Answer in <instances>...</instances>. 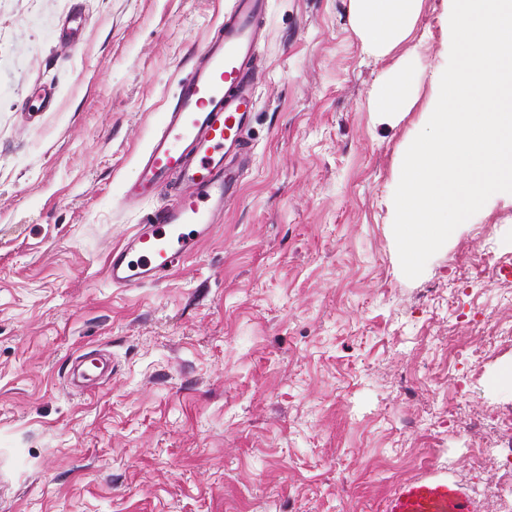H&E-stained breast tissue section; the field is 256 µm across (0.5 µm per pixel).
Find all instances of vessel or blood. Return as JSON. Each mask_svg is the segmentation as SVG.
Here are the masks:
<instances>
[{"mask_svg": "<svg viewBox=\"0 0 512 512\" xmlns=\"http://www.w3.org/2000/svg\"><path fill=\"white\" fill-rule=\"evenodd\" d=\"M269 2L231 0L219 34L199 53L164 112L136 178L122 185L132 204L168 188L174 195L113 251L107 274L116 287L156 282L195 255L234 201L250 158L244 134L257 100L256 61ZM385 512H479V506L464 485L432 478L399 486Z\"/></svg>", "mask_w": 512, "mask_h": 512, "instance_id": "obj_1", "label": "vessel or blood"}]
</instances>
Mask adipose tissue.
Listing matches in <instances>:
<instances>
[{
	"label": "adipose tissue",
	"instance_id": "obj_1",
	"mask_svg": "<svg viewBox=\"0 0 512 512\" xmlns=\"http://www.w3.org/2000/svg\"><path fill=\"white\" fill-rule=\"evenodd\" d=\"M423 0H350L354 31L366 53L384 58L401 46L412 32ZM412 79L394 69L384 83L370 93L369 107L381 119L406 111L411 103Z\"/></svg>",
	"mask_w": 512,
	"mask_h": 512
}]
</instances>
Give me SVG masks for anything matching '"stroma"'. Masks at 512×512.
Here are the masks:
<instances>
[{
  "mask_svg": "<svg viewBox=\"0 0 512 512\" xmlns=\"http://www.w3.org/2000/svg\"><path fill=\"white\" fill-rule=\"evenodd\" d=\"M230 0H0V512H383L427 476L512 512V196L416 279L397 172L449 59L424 0L391 61L349 0H271L252 162L157 283L105 265L154 210L120 193ZM413 105L376 121L391 63Z\"/></svg>",
  "mask_w": 512,
  "mask_h": 512,
  "instance_id": "35a3bbf8",
  "label": "stroma"
}]
</instances>
